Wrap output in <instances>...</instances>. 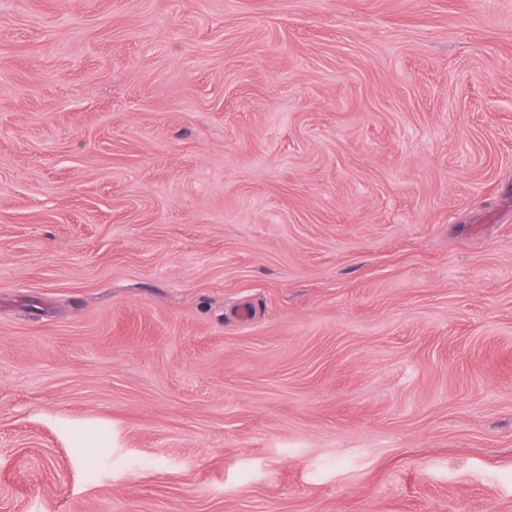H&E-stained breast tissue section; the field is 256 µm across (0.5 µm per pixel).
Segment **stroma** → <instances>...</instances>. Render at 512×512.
Masks as SVG:
<instances>
[{
	"instance_id": "obj_1",
	"label": "stroma",
	"mask_w": 512,
	"mask_h": 512,
	"mask_svg": "<svg viewBox=\"0 0 512 512\" xmlns=\"http://www.w3.org/2000/svg\"><path fill=\"white\" fill-rule=\"evenodd\" d=\"M0 512H512V0H0Z\"/></svg>"
}]
</instances>
